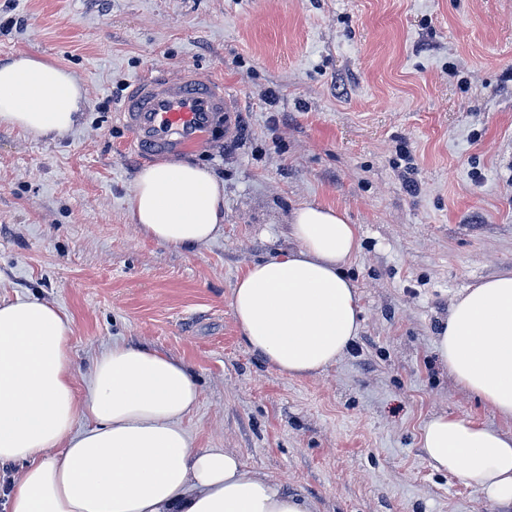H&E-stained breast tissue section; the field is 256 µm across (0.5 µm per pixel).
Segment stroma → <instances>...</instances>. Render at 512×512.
Returning a JSON list of instances; mask_svg holds the SVG:
<instances>
[{
  "label": "stroma",
  "instance_id": "35a3bbf8",
  "mask_svg": "<svg viewBox=\"0 0 512 512\" xmlns=\"http://www.w3.org/2000/svg\"><path fill=\"white\" fill-rule=\"evenodd\" d=\"M18 55L85 94L56 140L0 128V300L71 319L75 387L112 343L145 346L194 375L196 447L313 512H512L419 445L436 414L512 436L435 350L453 297L512 270V0H0V61ZM183 66L238 107L235 138L219 123L171 156L224 182V231L193 250L132 223L155 159L116 116L134 78ZM307 202L359 228L347 274L363 325L335 364L291 378L247 347L231 296L291 248Z\"/></svg>",
  "mask_w": 512,
  "mask_h": 512
}]
</instances>
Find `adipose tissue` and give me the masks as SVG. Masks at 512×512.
I'll return each mask as SVG.
<instances>
[{
	"instance_id": "adipose-tissue-1",
	"label": "adipose tissue",
	"mask_w": 512,
	"mask_h": 512,
	"mask_svg": "<svg viewBox=\"0 0 512 512\" xmlns=\"http://www.w3.org/2000/svg\"><path fill=\"white\" fill-rule=\"evenodd\" d=\"M82 86L63 66L27 55L0 62V127L54 139L78 123ZM142 234L198 248L224 227V183L190 160L137 173L127 199ZM288 255L253 263L231 305L248 348L287 377L317 374L361 330L346 267L357 225L315 202L292 213ZM71 320L36 299L0 302V465L23 463L9 512H311L309 501L248 473L222 448L195 447L184 426L199 397L181 362L116 344L74 387ZM458 383L512 419V272L457 294L436 337ZM88 426L76 429L80 418ZM430 466L512 504V436L465 418L431 417L420 437Z\"/></svg>"
}]
</instances>
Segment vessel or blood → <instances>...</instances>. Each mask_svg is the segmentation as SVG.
Segmentation results:
<instances>
[{
    "mask_svg": "<svg viewBox=\"0 0 512 512\" xmlns=\"http://www.w3.org/2000/svg\"><path fill=\"white\" fill-rule=\"evenodd\" d=\"M232 114V98L225 93L223 80L189 67L135 78L118 109L134 145L158 154L204 143L219 120L225 138L235 137Z\"/></svg>",
    "mask_w": 512,
    "mask_h": 512,
    "instance_id": "obj_1",
    "label": "vessel or blood"
}]
</instances>
